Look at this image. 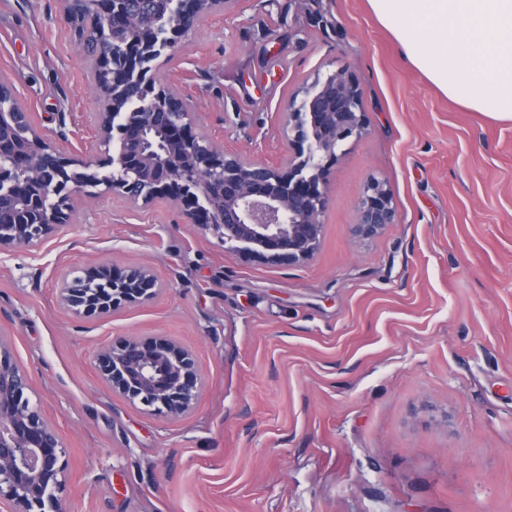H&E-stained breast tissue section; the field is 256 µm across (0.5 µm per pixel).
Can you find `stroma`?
Here are the masks:
<instances>
[{"mask_svg": "<svg viewBox=\"0 0 512 512\" xmlns=\"http://www.w3.org/2000/svg\"><path fill=\"white\" fill-rule=\"evenodd\" d=\"M151 69L229 152L280 163L289 102L340 69L367 131L324 176L304 261L227 249L174 203L101 185L62 234L0 253V335L62 439L69 512H512V121L442 93L369 0H234ZM0 83L67 157L104 158L63 0H0ZM373 178L396 221L364 238ZM104 263L164 289L95 320L64 308L58 280ZM120 336L194 353L188 414L112 392L94 354Z\"/></svg>", "mask_w": 512, "mask_h": 512, "instance_id": "stroma-1", "label": "stroma"}]
</instances>
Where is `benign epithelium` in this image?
Listing matches in <instances>:
<instances>
[{"label":"benign epithelium","mask_w":512,"mask_h":512,"mask_svg":"<svg viewBox=\"0 0 512 512\" xmlns=\"http://www.w3.org/2000/svg\"><path fill=\"white\" fill-rule=\"evenodd\" d=\"M234 0H181L188 32L204 17ZM171 44L164 35L143 33L122 47L112 46V74L137 79L150 69V61ZM152 101L138 102V124L129 126L131 113H97V132L105 143L115 140L121 150L105 158L112 167V183L123 185L127 201L137 205L155 198L173 202L188 223L211 225L227 248L263 257L272 262L309 258L321 233L324 190L320 176L338 159L344 141L366 131L361 92L344 70L316 79L302 91L300 103H290L284 113L293 137L288 158L278 165L240 154L226 153L198 132L191 113L162 120L166 144L176 153L158 152L149 146L144 130L157 116ZM204 141L211 164L224 170V211L205 205L209 186L217 179L211 170L182 161L188 146ZM39 154L53 155L69 166L85 169L90 161L75 162L57 145L38 137ZM50 185L40 192L44 223L32 226L29 237L0 226V252L32 247L62 232L78 209V187L68 190L64 212L46 206ZM396 223V214L381 183L373 179L357 206L356 231L365 237ZM95 271L112 276V288L82 294L64 285L60 303L85 318H97L122 305L150 302L161 284L150 269L98 266ZM95 366L112 388L132 404L164 416L180 417L196 404L203 379L188 350L163 336H123L103 344ZM31 381L11 348L0 337V506L5 512H66L56 495L66 478L67 462L60 435L30 402Z\"/></svg>","instance_id":"benign-epithelium-1"}]
</instances>
